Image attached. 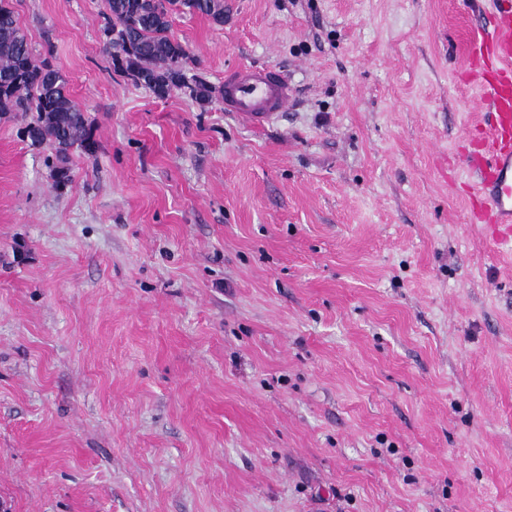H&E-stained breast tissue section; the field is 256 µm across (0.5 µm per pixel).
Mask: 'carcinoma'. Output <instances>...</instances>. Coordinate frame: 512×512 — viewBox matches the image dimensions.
I'll return each instance as SVG.
<instances>
[{
  "label": "carcinoma",
  "mask_w": 512,
  "mask_h": 512,
  "mask_svg": "<svg viewBox=\"0 0 512 512\" xmlns=\"http://www.w3.org/2000/svg\"><path fill=\"white\" fill-rule=\"evenodd\" d=\"M101 36L104 51L118 71L159 97L181 90L200 103L211 98L204 81H186L191 56L170 32L173 14L188 10L224 23V0H106ZM46 56L35 53L10 0H0V114L34 112L27 136L48 144L59 160L72 150L96 151L88 117L72 98L68 81Z\"/></svg>",
  "instance_id": "1"
}]
</instances>
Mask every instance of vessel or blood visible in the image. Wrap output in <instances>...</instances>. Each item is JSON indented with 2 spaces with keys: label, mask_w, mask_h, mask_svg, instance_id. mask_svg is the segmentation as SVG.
<instances>
[{
  "label": "vessel or blood",
  "mask_w": 512,
  "mask_h": 512,
  "mask_svg": "<svg viewBox=\"0 0 512 512\" xmlns=\"http://www.w3.org/2000/svg\"><path fill=\"white\" fill-rule=\"evenodd\" d=\"M488 25L474 32L467 77L480 90L488 120L466 157L475 180L471 221L491 247L512 246V0H483ZM285 76L267 66L245 65L224 78V109L255 128L268 125L288 105Z\"/></svg>",
  "instance_id": "b4317fda"
}]
</instances>
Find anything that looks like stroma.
I'll return each instance as SVG.
<instances>
[{
	"label": "stroma",
	"mask_w": 512,
	"mask_h": 512,
	"mask_svg": "<svg viewBox=\"0 0 512 512\" xmlns=\"http://www.w3.org/2000/svg\"><path fill=\"white\" fill-rule=\"evenodd\" d=\"M84 108L58 159L0 116V512H512V250L469 222L458 0L179 12L157 97L105 0H12ZM291 88L261 130L224 77Z\"/></svg>",
	"instance_id": "obj_1"
}]
</instances>
